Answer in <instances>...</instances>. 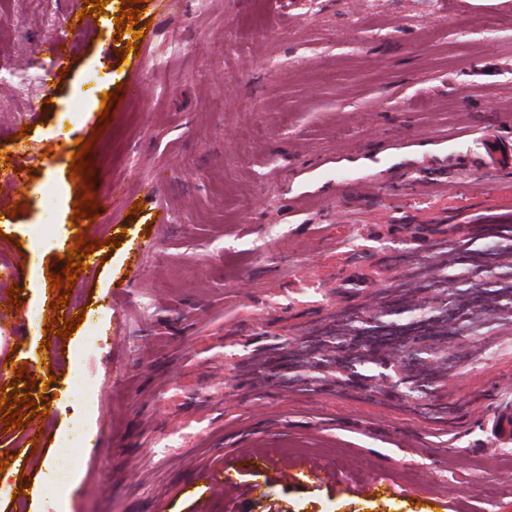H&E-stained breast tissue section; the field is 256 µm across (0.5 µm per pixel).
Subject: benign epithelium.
Instances as JSON below:
<instances>
[{
  "label": "benign epithelium",
  "mask_w": 512,
  "mask_h": 512,
  "mask_svg": "<svg viewBox=\"0 0 512 512\" xmlns=\"http://www.w3.org/2000/svg\"><path fill=\"white\" fill-rule=\"evenodd\" d=\"M431 227L430 223L397 224L393 233L377 237L372 227L356 225V236L346 243L352 250L337 258L348 275L338 276L332 283L311 282L300 289L317 297L315 320L292 323L282 317L276 319V326L256 321L244 336H224V363L230 380L237 386L249 380L256 391L263 384L311 394L337 391L353 395L373 386V394L383 402L445 407L450 416L460 403L478 398L479 390L461 397L448 387V366L463 374L474 365L505 354L512 356V307L491 309L465 329L454 319L439 329L430 327L434 318L455 313L458 303L455 287L441 285V258ZM364 251L372 254L367 265L353 259ZM403 255L425 262L427 287L411 295L422 315L421 327L414 330L383 320L407 304L393 292H379L384 281L404 280L403 263L383 267ZM336 310L355 318L361 327L339 344L334 337L325 336L315 348L300 345V338L318 325L324 313ZM367 354L374 365V375L368 379L355 368Z\"/></svg>",
  "instance_id": "obj_1"
}]
</instances>
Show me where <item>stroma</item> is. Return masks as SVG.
Wrapping results in <instances>:
<instances>
[{
	"instance_id": "1",
	"label": "stroma",
	"mask_w": 512,
	"mask_h": 512,
	"mask_svg": "<svg viewBox=\"0 0 512 512\" xmlns=\"http://www.w3.org/2000/svg\"><path fill=\"white\" fill-rule=\"evenodd\" d=\"M122 3L108 0L73 36L67 74L46 93L38 47L83 2L0 0L15 30L0 45V73L14 76L0 90V158L34 171L0 182V267L27 270L32 224L59 225L65 249L79 235L104 253L77 274L67 306L85 318L56 347L29 324L34 306L44 323L57 316L46 278L56 253L20 281V311L0 318V364L17 367L0 394L36 376L48 413L31 420L43 447L0 431L26 512H512V440L492 428L512 406L507 360L450 378L482 395L436 424L384 404L224 384L225 332L287 315L296 283L331 280L352 225L512 211V166L462 146L467 132H512V26L485 28L512 18V0H142L139 39L115 28ZM121 39L136 52L118 57ZM131 79L137 93L117 91ZM88 136L99 211L77 222L68 170ZM50 176L63 198L48 212L39 188ZM92 328L112 340L88 354ZM78 372L97 383L94 408L71 391ZM77 419L98 446L56 511L39 461ZM252 448L297 464V476L269 478L246 462ZM234 451L238 489L185 496V482Z\"/></svg>"
}]
</instances>
